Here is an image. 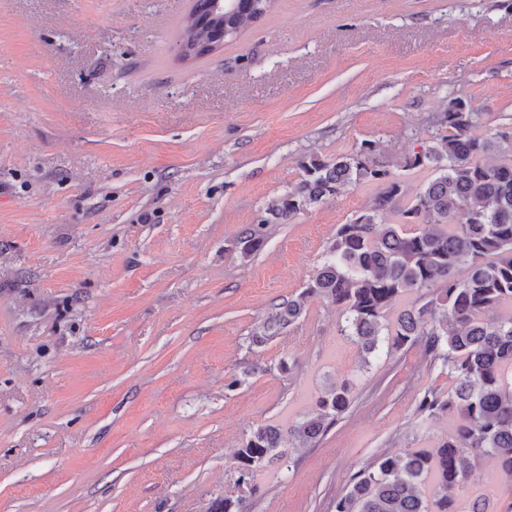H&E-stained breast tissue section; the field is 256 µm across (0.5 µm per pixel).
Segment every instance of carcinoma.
<instances>
[{"label": "carcinoma", "mask_w": 512, "mask_h": 512, "mask_svg": "<svg viewBox=\"0 0 512 512\" xmlns=\"http://www.w3.org/2000/svg\"><path fill=\"white\" fill-rule=\"evenodd\" d=\"M275 0H235L215 15L210 0H193L181 33L183 56L197 59L262 18ZM432 144L400 161L404 171H429L413 189L396 179L376 142L366 140L333 162L312 160L287 195L268 207L275 221L361 183L376 187L371 203L336 228L322 264L305 290L267 316L264 342L300 319L305 298L320 295L336 304L338 331L365 355H393L418 346L448 372V399L435 391L422 397V412L446 411L457 419L438 446L382 455L360 470L334 499V512H460L456 490L470 459L489 457L512 483V130L488 128L483 113L463 98L448 101L434 123ZM393 214L426 227L409 232L386 222ZM264 225L237 240L248 258L264 243ZM410 306L391 322L399 300ZM353 403L351 385L335 386L316 409L288 425V441H317ZM283 434L272 427L253 432L235 454L239 489L253 491L255 474L288 458ZM469 451L472 458L464 456ZM245 496H226L212 512H243Z\"/></svg>", "instance_id": "cac0c4a2"}]
</instances>
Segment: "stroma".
I'll return each mask as SVG.
<instances>
[{
  "label": "stroma",
  "mask_w": 512,
  "mask_h": 512,
  "mask_svg": "<svg viewBox=\"0 0 512 512\" xmlns=\"http://www.w3.org/2000/svg\"><path fill=\"white\" fill-rule=\"evenodd\" d=\"M190 7L0 0V512H209L256 429L345 381L349 410L255 476L248 512H330L378 457L456 426L418 409L447 373L416 346L364 363L323 297L253 341L372 186L269 224L249 258L235 243L303 161L372 140L416 187L396 162L450 98L512 119V0H277L186 62ZM488 492L512 512L486 458L458 503Z\"/></svg>",
  "instance_id": "obj_1"
}]
</instances>
